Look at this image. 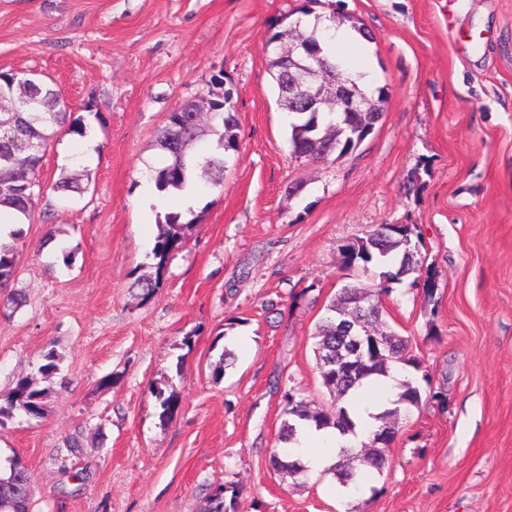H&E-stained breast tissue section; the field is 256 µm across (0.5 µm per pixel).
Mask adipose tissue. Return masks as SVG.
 I'll return each instance as SVG.
<instances>
[{"label":"adipose tissue","instance_id":"1","mask_svg":"<svg viewBox=\"0 0 512 512\" xmlns=\"http://www.w3.org/2000/svg\"><path fill=\"white\" fill-rule=\"evenodd\" d=\"M406 379L401 370H393L386 376L364 380L355 390L348 404V411L355 423L354 433L343 434L334 429H316L301 425L290 452L301 459L309 471L320 472L333 464L341 448L360 444L377 429L379 415L391 408Z\"/></svg>","mask_w":512,"mask_h":512}]
</instances>
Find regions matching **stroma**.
Returning <instances> with one entry per match:
<instances>
[{
  "label": "stroma",
  "mask_w": 512,
  "mask_h": 512,
  "mask_svg": "<svg viewBox=\"0 0 512 512\" xmlns=\"http://www.w3.org/2000/svg\"><path fill=\"white\" fill-rule=\"evenodd\" d=\"M302 4L0 0V73L60 90L85 124L55 134L41 168L46 184L79 173L84 193L45 194L0 291V394L21 376L44 391L43 417L0 423V461L27 466L32 512H205L227 482L235 512H512V0H320L317 13L368 28L388 90L381 121L338 163L292 157L269 69L270 25ZM227 87L238 149L222 190L185 210L178 191L150 196L170 112ZM172 212L186 242L146 296L134 283L154 275ZM382 224L421 233L432 295L408 275L382 302L421 361L410 380L429 376L445 402L402 414L388 467L349 507L332 474L284 482L267 456L283 387L332 404L313 333L341 286L373 285L338 248ZM239 336L248 347L214 381ZM157 387L180 398L171 419ZM76 432L79 452L59 465Z\"/></svg>",
  "instance_id": "35a3bbf8"
}]
</instances>
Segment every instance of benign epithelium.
I'll list each match as a JSON object with an SVG mask.
<instances>
[{"instance_id": "benign-epithelium-1", "label": "benign epithelium", "mask_w": 512, "mask_h": 512, "mask_svg": "<svg viewBox=\"0 0 512 512\" xmlns=\"http://www.w3.org/2000/svg\"><path fill=\"white\" fill-rule=\"evenodd\" d=\"M280 102L290 112L325 105L348 126L374 129L382 111L378 101L360 93L344 63L319 55L315 41L295 39L278 47Z\"/></svg>"}]
</instances>
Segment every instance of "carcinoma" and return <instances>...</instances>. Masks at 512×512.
Returning a JSON list of instances; mask_svg holds the SVG:
<instances>
[{
  "mask_svg": "<svg viewBox=\"0 0 512 512\" xmlns=\"http://www.w3.org/2000/svg\"><path fill=\"white\" fill-rule=\"evenodd\" d=\"M37 91L29 96L30 102L23 111H15L20 97L10 95L14 102L0 112V207L10 208L27 218L35 210L39 197L51 191L66 197L78 191V186L68 177H61L45 187L40 179V167L49 140L59 129L68 127L82 133L83 126L71 120L61 93L36 82ZM208 112H172L168 122L159 131L157 148L163 153L165 162L152 169L151 179L159 192L168 188L181 189L201 169L210 174L205 186L217 189L223 186L225 154L238 149L237 118L233 113L232 91L208 100ZM208 127L213 136L207 147L196 150L201 141L202 127ZM337 121L334 113L308 112L294 114L291 124L290 143L293 153L299 157L316 158L321 144L328 138H336ZM187 225L180 222V216L166 217L164 229L156 237L152 248L155 263V277L140 278L136 285L147 294L157 288L166 263L171 254L185 243ZM420 232L408 224H381L378 228L357 235L347 244L340 246L339 253L344 268L354 267L359 271L373 272L388 286L375 284L377 296L389 293L390 284L399 283L402 278L425 263L420 249ZM18 251L11 244L0 242V287L13 277L17 264ZM366 306L355 284H346L338 290L328 304L324 305V315L317 327L313 352L321 377L322 386L333 396L335 405L332 412H311L302 397L299 385H288L281 396V417H283L277 437L278 445L271 449L268 457L273 473L283 479L305 480L308 469L301 460L293 457L283 444L295 440L297 424L312 422L317 427H333L343 433L351 432L354 424L350 420L345 399L353 386L372 375H386L399 365L420 368V359L411 354L410 340L393 331L372 333L369 327L382 323V317L375 314L357 320L359 309ZM349 312L344 317L341 312ZM354 326L353 333L362 342L364 357L362 362L350 364L336 370V349L346 348L344 324ZM404 391L398 396L397 407L378 416L380 422L396 418L400 405L405 410L422 405V398L431 400L439 397L433 390H424L412 381L403 384ZM44 390L34 386L29 377L16 380L12 390L0 395V417H11L19 413L31 418L43 416ZM152 394L159 401L162 419L171 418L179 408V396L175 392L165 393L154 388ZM361 457L365 468L371 473H383L388 458L381 448H370L359 453L352 446L340 450L338 460L330 469L339 483L348 488L357 483V473L351 460ZM15 461L9 462L8 482L0 483V512H32V503L24 496V487L31 480L28 470L14 469ZM238 490L233 483H226L210 498L206 512H234Z\"/></svg>",
  "mask_w": 512,
  "mask_h": 512,
  "instance_id": "carcinoma-1",
  "label": "carcinoma"
}]
</instances>
